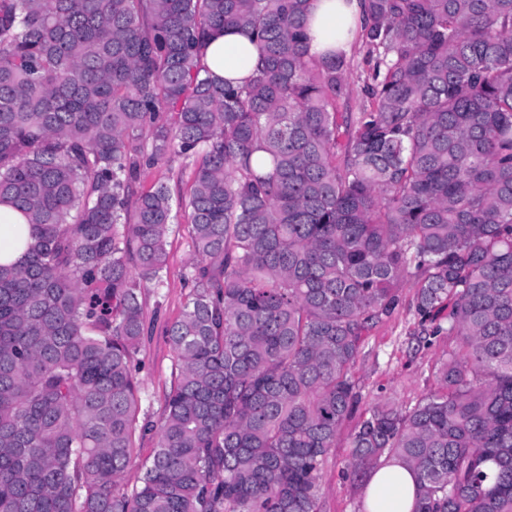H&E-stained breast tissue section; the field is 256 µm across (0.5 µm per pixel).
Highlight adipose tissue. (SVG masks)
<instances>
[{
    "label": "adipose tissue",
    "mask_w": 512,
    "mask_h": 512,
    "mask_svg": "<svg viewBox=\"0 0 512 512\" xmlns=\"http://www.w3.org/2000/svg\"><path fill=\"white\" fill-rule=\"evenodd\" d=\"M361 0H311L307 15L309 52L321 57L349 50L361 28ZM257 60V50L247 36L234 30L211 33L203 50V62L220 78L244 77ZM416 481L410 470L399 464L381 467L366 487L369 512H412Z\"/></svg>",
    "instance_id": "obj_1"
}]
</instances>
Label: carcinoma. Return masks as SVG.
<instances>
[{"instance_id":"carcinoma-1","label":"carcinoma","mask_w":512,"mask_h":512,"mask_svg":"<svg viewBox=\"0 0 512 512\" xmlns=\"http://www.w3.org/2000/svg\"><path fill=\"white\" fill-rule=\"evenodd\" d=\"M366 48L309 54L308 0H0V512H319L351 368L413 282L437 390L371 406L356 481L390 460L413 512H512V0H362ZM215 28L251 38L241 84ZM192 159L175 377L139 420L143 289ZM157 442L127 491L136 434ZM257 50L247 36L234 30L211 33L203 50V63L219 78L244 77L256 64ZM189 160L177 159L172 164L165 161H159L151 169L147 170L142 177V185L145 190L160 184L169 185L176 192L177 178L181 177V194L186 195L189 185L191 166L188 165ZM5 217L7 221L4 220ZM22 222L23 219L19 214L0 206V262L18 257V252L14 251L10 245V224Z\"/></svg>"}]
</instances>
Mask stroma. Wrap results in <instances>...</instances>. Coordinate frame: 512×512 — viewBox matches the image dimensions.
I'll list each match as a JSON object with an SVG mask.
<instances>
[{
  "label": "stroma",
  "mask_w": 512,
  "mask_h": 512,
  "mask_svg": "<svg viewBox=\"0 0 512 512\" xmlns=\"http://www.w3.org/2000/svg\"><path fill=\"white\" fill-rule=\"evenodd\" d=\"M167 250L163 287L144 291L146 318L152 330L143 337L136 356L141 408L154 420L163 412L164 396L171 384L173 353L165 327L180 317L190 293L184 280L193 261L187 213H179ZM413 297L411 284H404L399 305L370 331L365 341L353 367L361 395L360 409L389 402L405 411L436 386V371L448 356V339L435 336L422 340ZM355 425V419L345 421L336 446L318 475L319 512H365L366 485L351 481L347 475L351 459L349 435Z\"/></svg>",
  "instance_id": "stroma-1"
}]
</instances>
